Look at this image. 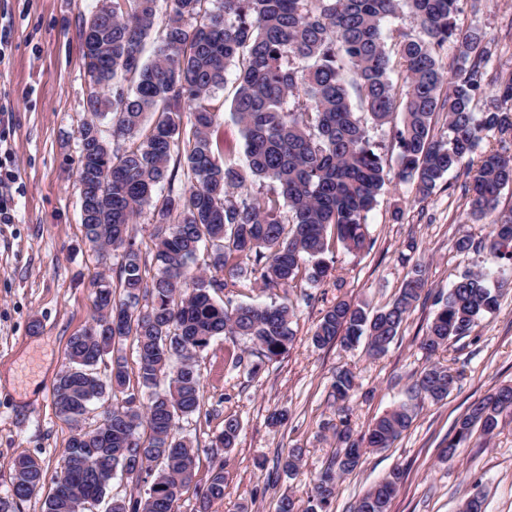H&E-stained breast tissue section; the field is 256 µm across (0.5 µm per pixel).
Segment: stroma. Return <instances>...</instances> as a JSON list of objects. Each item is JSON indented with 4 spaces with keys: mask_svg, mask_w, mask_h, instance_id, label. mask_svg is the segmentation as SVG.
<instances>
[{
    "mask_svg": "<svg viewBox=\"0 0 512 512\" xmlns=\"http://www.w3.org/2000/svg\"><path fill=\"white\" fill-rule=\"evenodd\" d=\"M95 4L0 0V17L11 25L9 59L0 65V100L12 110L6 146L16 172L10 186L14 220L0 223V496L11 487V464L18 455L38 458L49 478L42 493L20 502L17 512H44L50 478L76 428H95L118 402L105 394L76 425L60 418L52 401L67 342L96 313L91 280L101 270L117 280L120 263L114 253L99 262L86 240L72 176L88 94L79 28ZM459 6L458 24L482 31L495 47L488 65L493 82L486 88L495 94L497 81L512 76V0H482L477 11L471 0H460ZM463 184L461 172L451 171L420 200L411 186L387 183L367 218L372 250L334 249L335 271L316 287H255L225 296L229 308L290 301L295 339L274 360L258 357L252 342L241 336L217 337L197 356L200 409L180 420L176 434L198 450L197 486L205 484L214 466L224 467V498L210 512H276L283 495L304 512L309 483L336 448L333 428L339 417L331 384L341 368L356 376L350 402L355 432L403 403L413 406L415 416L391 447L367 453L357 470L339 480L335 512H351L374 482L395 469L404 479L391 512H459L477 491L483 512H512V413L502 414L492 439L476 434L453 459L439 456L473 402L512 384V268L499 266L485 249L457 252L458 239L482 241L489 231L469 216ZM418 262L425 264L428 286L436 293H447L467 270L490 271L503 286L499 310L481 322L475 336L437 353V360L462 373L440 402L413 392L428 363L421 341L433 317L432 303L411 310L388 351L377 358L362 344L346 351L336 345L318 348L311 341L333 301L352 299L381 309ZM236 354L243 355L242 363L233 362ZM276 410L286 419L274 426L269 416ZM228 414L241 422L229 451L212 445ZM293 448L301 449L303 458L299 474L290 476L279 472L278 462Z\"/></svg>",
    "mask_w": 512,
    "mask_h": 512,
    "instance_id": "obj_1",
    "label": "stroma"
}]
</instances>
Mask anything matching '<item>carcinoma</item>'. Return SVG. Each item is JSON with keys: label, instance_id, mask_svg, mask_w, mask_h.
I'll return each instance as SVG.
<instances>
[{"label": "carcinoma", "instance_id": "carcinoma-1", "mask_svg": "<svg viewBox=\"0 0 512 512\" xmlns=\"http://www.w3.org/2000/svg\"><path fill=\"white\" fill-rule=\"evenodd\" d=\"M163 2L173 7L144 62ZM458 2L99 0L80 30H92L93 40L83 45L89 91L78 127L75 183L86 239L101 255L120 252L122 297L105 275L92 280L99 315L69 339L53 405L76 423L106 390L127 397L108 422L69 440L45 512H91L118 470L154 478L145 494L112 499L109 512H176L195 477L196 451L175 427L200 407L196 353L217 336H245L272 359L294 340L289 303L229 309L216 296L255 284L319 285L333 270L326 259L332 245L351 253L371 250L367 217L388 180V151L396 152L397 179L420 200L466 164L469 214L491 224L490 252L512 265V211H498L502 191L512 187V155L479 149L490 133L512 135V79L483 98L492 44L481 31L458 26ZM403 6L418 29L386 35L384 22ZM232 64L239 67L231 110L244 140L242 164L220 160L234 156L237 146L210 105ZM397 72L400 84L393 80ZM438 117L446 125L441 136L435 134ZM370 126L386 131L388 143L371 141ZM177 151L180 172L170 168ZM264 180L269 191L252 190ZM146 207L153 208L155 272L149 278L130 227ZM202 242L212 248L203 271L193 268ZM246 260L256 274L252 283L244 275ZM427 285L426 265L417 263L393 302L374 314L359 302L336 299L324 310L313 344L351 348L363 338L370 356L385 354L407 314L429 295ZM500 298L487 272L459 274L434 301L421 348L431 357L449 340L470 335L497 312ZM129 338L139 364L134 393L118 348ZM108 354L105 382L96 366ZM162 374L169 387L160 392ZM458 382L459 374L437 361L421 371L414 389L440 402ZM332 389L343 403L342 428L334 432L336 454L311 481L306 512H331L338 478L354 472L368 451L394 444L413 421L401 405L354 439L345 403L356 391L355 374L337 371ZM137 392L147 394L146 404H136ZM505 411L512 412V385L470 406L442 457L454 456L476 431L492 437ZM240 430L237 416H225L215 443L233 448ZM300 458L301 449L294 448L279 467L293 475ZM12 468L11 493L0 496V512H14V504L45 483L31 456L16 458ZM402 477L401 470L392 471L351 512H390ZM225 481L224 466L212 468L199 490V512L224 499Z\"/></svg>", "mask_w": 512, "mask_h": 512}]
</instances>
